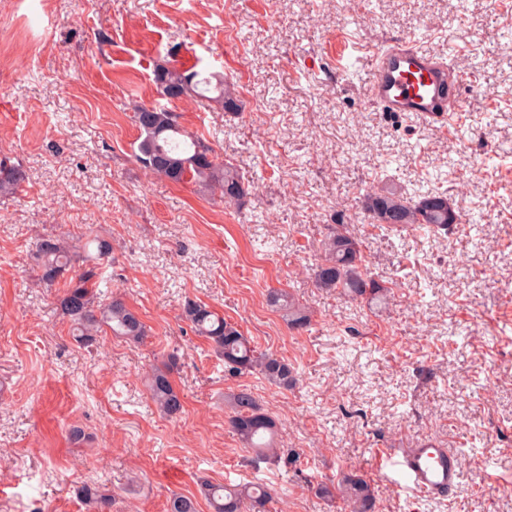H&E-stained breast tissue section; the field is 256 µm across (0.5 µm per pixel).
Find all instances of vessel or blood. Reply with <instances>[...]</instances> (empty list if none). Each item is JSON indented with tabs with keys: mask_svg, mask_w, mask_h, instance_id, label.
Listing matches in <instances>:
<instances>
[{
	"mask_svg": "<svg viewBox=\"0 0 512 512\" xmlns=\"http://www.w3.org/2000/svg\"><path fill=\"white\" fill-rule=\"evenodd\" d=\"M369 65L368 97L381 111L404 119L415 115L441 128L458 123L464 110V77L445 58L394 41L375 49ZM380 458L411 493L440 497L459 486L460 458L446 446L384 448Z\"/></svg>",
	"mask_w": 512,
	"mask_h": 512,
	"instance_id": "1",
	"label": "vessel or blood"
}]
</instances>
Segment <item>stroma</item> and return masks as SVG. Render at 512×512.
<instances>
[{
	"instance_id": "1",
	"label": "stroma",
	"mask_w": 512,
	"mask_h": 512,
	"mask_svg": "<svg viewBox=\"0 0 512 512\" xmlns=\"http://www.w3.org/2000/svg\"><path fill=\"white\" fill-rule=\"evenodd\" d=\"M401 39L464 75L459 127L380 112L366 66L335 74L345 42ZM164 63L234 83L240 115L171 107L249 181L242 207L135 161L130 115L156 99ZM1 157L27 179L0 196V512H86L85 486L110 512H167L201 476L267 485L269 512H344L315 493L343 472L370 482L378 512H512V0H0ZM384 185L443 191L461 221L380 230L362 201ZM338 216L391 289L382 308L315 286ZM62 232L111 243L102 290L138 314L143 342L74 340L63 284L41 285L32 257ZM274 288L308 308V328L269 305ZM188 299L294 366L297 385L225 372ZM171 355L175 418L146 385ZM244 388L300 464L251 463L228 422ZM429 441L463 474L433 502L379 460Z\"/></svg>"
}]
</instances>
